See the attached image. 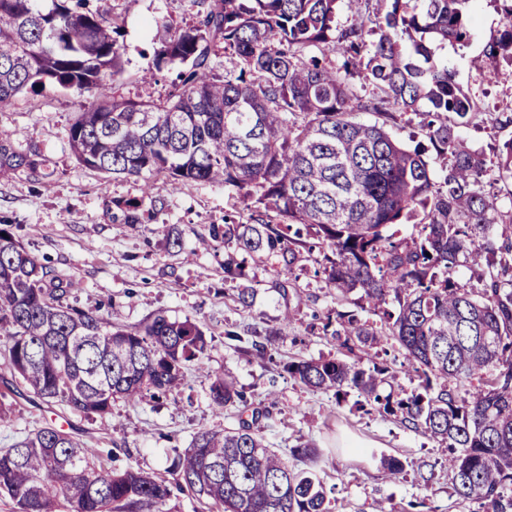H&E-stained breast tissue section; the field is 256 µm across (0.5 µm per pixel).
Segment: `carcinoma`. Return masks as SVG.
<instances>
[{"label": "carcinoma", "instance_id": "obj_1", "mask_svg": "<svg viewBox=\"0 0 512 512\" xmlns=\"http://www.w3.org/2000/svg\"><path fill=\"white\" fill-rule=\"evenodd\" d=\"M84 2L0 0V108L46 81L91 92L69 130L83 166L143 177L144 193L159 203L164 190L222 182L283 217L238 224L227 214L201 241L235 243L224 251V280L237 283V302L247 307L254 295L243 283L246 257L274 255L275 275L291 277L316 246L336 301L358 292L355 305L374 316L338 312L323 330L366 356L394 340L423 381L403 397L383 395L387 367L340 358L292 362L288 374L338 395L354 389L445 444L451 494L480 512H512V211L500 204L501 186L512 183V136L494 144L491 159L461 140L458 129L478 105L433 48L470 39L472 0H193L200 25L157 52L184 66L158 103L111 95L102 74L122 71L116 22ZM494 2L504 23L475 61L485 76L502 59L512 64V0ZM342 9L353 22L341 27ZM217 47L239 63L222 78L210 70ZM361 73L372 86L364 95L354 83ZM423 102L421 131L446 160L439 179L424 147L411 150L386 129ZM362 112L377 120H359ZM23 166H33L29 156L0 141V172ZM115 207L123 223H145L139 204ZM413 219L417 237L391 232ZM458 267L474 271L477 287L454 280ZM71 290L0 228V344L11 376L1 420L13 413L5 398L16 382L47 403L103 418L116 399L158 400L187 366L204 368L207 341L194 321L158 314L143 326L117 325L73 305ZM464 380L476 385L462 393ZM210 397L217 410L243 401L229 374L214 377ZM94 459L72 433L43 426L0 448V496L16 512H59L62 503L68 512H169L166 479ZM170 474L217 512H329L313 474L289 469L246 422L198 432Z\"/></svg>", "mask_w": 512, "mask_h": 512}]
</instances>
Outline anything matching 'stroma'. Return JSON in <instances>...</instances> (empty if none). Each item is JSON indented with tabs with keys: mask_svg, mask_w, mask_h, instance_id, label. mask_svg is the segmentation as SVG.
<instances>
[{
	"mask_svg": "<svg viewBox=\"0 0 512 512\" xmlns=\"http://www.w3.org/2000/svg\"><path fill=\"white\" fill-rule=\"evenodd\" d=\"M117 20L123 72L111 82L115 96L132 101H159L171 91L179 65L156 62L155 52L170 34L196 25L191 0H91ZM471 36L463 45L444 44L436 57L448 62L456 83L478 96L482 112L460 135L474 149L489 153L499 132L488 113H512V67L501 66L494 84H486L472 67L497 36L502 17L494 0H473ZM91 101L48 83L0 109V141L30 154L33 167L0 172V224L29 252L73 285L70 301L113 322L138 326L157 314L189 318L203 329L207 372L189 367L181 385L157 402L112 404L104 418L88 419L31 393L15 397V414L0 421V448L21 433L47 424L77 434L95 448L97 461L115 469H141L160 476L176 452L188 448L202 430H223L253 421L269 447L278 450L295 471H313L322 482L331 512H478L476 504L452 496L447 451L437 440L408 428L376 410L356 409V390L343 394L303 386L289 376L288 363L346 357L347 351L323 332L337 312L353 310L337 303L315 270L320 252L295 269L287 286L274 277L272 258L248 260V283L255 289L250 306L236 300L224 280V246L198 249L199 237L233 213L242 224L262 214L223 185L195 183L167 193L165 207L144 200L138 177L111 174L80 164L69 142V128ZM136 200L147 223L130 227L115 220L114 201ZM180 247H171L173 239ZM238 340L227 338V331ZM390 375L382 393L412 392L417 372L395 342L380 355ZM232 373L246 405L216 412L210 398L213 375ZM346 438L362 440L359 448L342 447ZM311 443L316 454L297 457L294 447ZM399 459L396 480L384 477L380 456Z\"/></svg>",
	"mask_w": 512,
	"mask_h": 512,
	"instance_id": "stroma-1",
	"label": "stroma"
}]
</instances>
